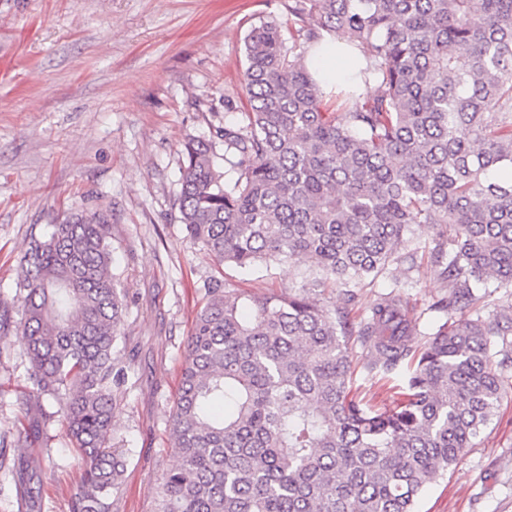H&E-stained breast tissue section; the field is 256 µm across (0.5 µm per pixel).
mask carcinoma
I'll use <instances>...</instances> for the list:
<instances>
[{
	"label": "carcinoma",
	"instance_id": "cac0c4a2",
	"mask_svg": "<svg viewBox=\"0 0 512 512\" xmlns=\"http://www.w3.org/2000/svg\"><path fill=\"white\" fill-rule=\"evenodd\" d=\"M243 39L241 124L183 144L178 222L220 264L302 261L314 286L386 274L413 224H428L427 264L448 284L446 314L414 345L397 290L352 316L314 293L243 295L215 280L187 338L153 512H415L495 415L512 363V303L486 317V281L512 288V0H293ZM336 36L359 50L373 95L340 104L312 73ZM22 317L0 301L32 388L83 464L70 512H111L127 448L111 444L116 355L128 308L112 263V224L74 212L30 234L16 283ZM365 369L402 375L388 410L350 397L345 339ZM502 348L491 349V338ZM28 417L14 446L49 448Z\"/></svg>",
	"mask_w": 512,
	"mask_h": 512
}]
</instances>
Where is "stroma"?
<instances>
[{"mask_svg":"<svg viewBox=\"0 0 512 512\" xmlns=\"http://www.w3.org/2000/svg\"><path fill=\"white\" fill-rule=\"evenodd\" d=\"M291 0H0V301L13 318L30 233L63 213L107 212L113 268L128 301L117 350L128 379L114 388V433L130 454L114 512H152L153 489L175 465L167 433L180 364L204 287L294 295L305 266L285 260L250 270L219 265L177 220L183 141L240 119L243 39L259 16L289 18ZM432 229L416 224L398 264L357 290V312L401 287L427 341L443 322L432 303L445 283L413 250ZM349 346L355 394L378 409L392 398ZM15 337L0 338V434L15 436L29 388ZM27 462V512H70L81 460L64 439L0 455V512H18L12 471ZM417 512H512V392L458 464L419 498Z\"/></svg>","mask_w":512,"mask_h":512,"instance_id":"stroma-1","label":"stroma"}]
</instances>
